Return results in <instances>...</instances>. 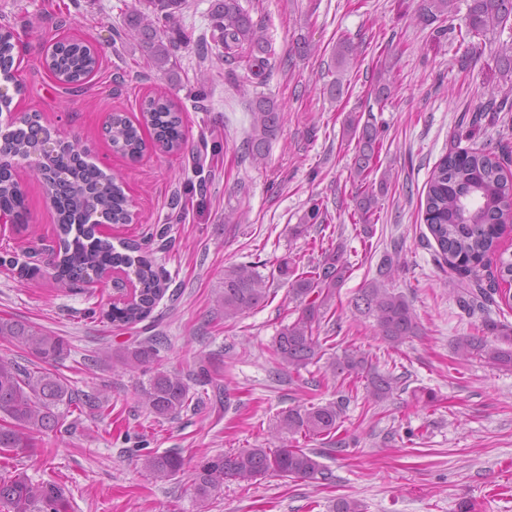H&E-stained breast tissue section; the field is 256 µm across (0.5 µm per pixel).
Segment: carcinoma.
<instances>
[{
	"label": "carcinoma",
	"mask_w": 512,
	"mask_h": 512,
	"mask_svg": "<svg viewBox=\"0 0 512 512\" xmlns=\"http://www.w3.org/2000/svg\"><path fill=\"white\" fill-rule=\"evenodd\" d=\"M182 0H147L145 10L129 12L123 33L118 38L140 40L150 66L159 71L173 67L175 41L168 29ZM460 11L458 0H427L419 18L431 23ZM212 16L219 31L216 53L218 61L246 63L253 78L261 81L271 68V50L261 26L255 23L240 0H216ZM468 33L484 37L503 32L512 24V0H466L464 17ZM354 44L341 38L333 57L336 72L347 71L356 55ZM18 57V42L13 29L0 27V69L10 73ZM497 62L512 70V39L498 44ZM45 64L67 92L80 89L96 73L98 56L87 45L72 39L54 43L46 54ZM391 67L380 69L374 83L375 99L384 103L394 92ZM141 119L133 121L117 112L105 132L112 148L129 160L138 161L147 145L143 129L152 131L156 146L165 153H179L186 144L181 109L164 95L148 96L140 102ZM251 131L241 149L253 161L261 162L273 140L281 131L283 106L274 99L257 95L252 102ZM362 116L349 113L343 123L342 137L355 143L353 170L360 182L354 196V212L370 233L380 197L388 191L392 173L385 171L378 182H368L371 164L381 143L382 132ZM47 132L40 115L27 116L14 132L0 142V211L13 216L24 226L28 219L25 194L13 174L12 159L27 157L38 150L39 136ZM48 188L57 216V247L48 265L61 285L84 281L94 275L120 273L115 289L120 297L112 299L102 315L114 325H136L144 321L165 294L161 274L153 269L143 244L119 241V246L96 236L86 227V218L96 213L109 224H129L133 213L120 176L107 173L88 159L77 146L57 142L44 154L41 167L32 171ZM512 210V175L505 173V158L482 151L451 150L434 165L427 181L424 221L428 225L441 256L451 268L468 272L491 256H497L493 286L465 288L459 303L466 311L484 308L493 301L498 285H512V256L507 258L504 239L512 233L508 223ZM327 217V207L315 202L301 222L291 228L298 238ZM345 245L339 243L322 250L310 271H298L297 262L288 257L277 260V278L288 284V295L297 303L298 316L283 326L275 340L279 364L300 372L310 365L324 362V371L334 378H353L364 382L366 397L382 402L399 388L400 377L381 372L361 348L348 345L334 351L333 336L340 335L341 323L331 328L332 335L320 337L319 329L329 301L349 276ZM404 263L402 245L393 244L372 280L355 298V308L375 320L377 335L390 348L399 347L421 333L418 317L404 295L388 287L389 280ZM268 296L257 264H239L224 268L223 291L217 300L224 320H234L255 309ZM490 336L470 334L456 339L454 350L462 359H485L498 368H512V326L493 321L483 323ZM0 338L35 358L42 367L31 370L18 361L0 356V452L25 458L34 452L32 433L54 432L66 424L74 411L100 407V395L75 389L53 366L70 354V345L60 336L38 329L27 322L0 318ZM162 337L146 336L135 345L107 348L92 356L93 362H110L146 379L137 381V393L143 407L157 419H174L201 401L191 383L211 382L209 359L202 358L193 370L184 373L154 366ZM347 399L324 404H298L280 413L275 433L285 436L276 448H242L204 457L193 473V489L200 508L207 509L212 496L234 480L251 482L273 471L297 480L326 479L317 453L295 445L296 437L336 440L342 427ZM143 469L153 478L166 481L184 469V458L177 451L147 452L139 456ZM0 507L7 512H65L67 502L63 488L53 480L32 483L22 472L0 476Z\"/></svg>",
	"instance_id": "obj_1"
}]
</instances>
